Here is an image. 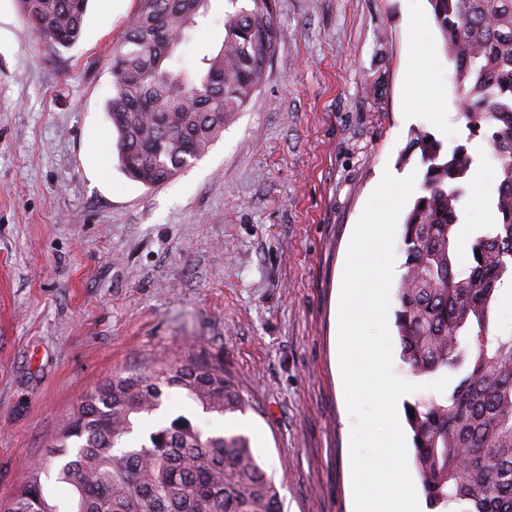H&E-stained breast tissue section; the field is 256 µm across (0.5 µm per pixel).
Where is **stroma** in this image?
Returning a JSON list of instances; mask_svg holds the SVG:
<instances>
[{"instance_id":"35a3bbf8","label":"stroma","mask_w":512,"mask_h":512,"mask_svg":"<svg viewBox=\"0 0 512 512\" xmlns=\"http://www.w3.org/2000/svg\"><path fill=\"white\" fill-rule=\"evenodd\" d=\"M137 0H90L71 48L0 0V504L81 396L190 353L239 380L246 414L171 392L185 416L249 436L284 512H354L338 314L349 243L383 174H422L417 130L477 156L458 236L495 223L492 148L469 137L428 0H277L266 79L209 151L146 187L119 168L112 48ZM210 0L183 67L222 40ZM421 67L428 80L409 83Z\"/></svg>"}]
</instances>
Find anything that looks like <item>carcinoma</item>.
<instances>
[{"label":"carcinoma","mask_w":512,"mask_h":512,"mask_svg":"<svg viewBox=\"0 0 512 512\" xmlns=\"http://www.w3.org/2000/svg\"><path fill=\"white\" fill-rule=\"evenodd\" d=\"M51 48L81 37L88 0H17ZM208 0H138L113 51L107 112L118 162L154 187L199 160L261 85L277 44L276 0H225L223 40L193 75L177 54ZM454 65L457 106L470 136L486 138L500 171L498 222L459 261L455 226L475 162L426 131L412 149L426 166L403 224L406 273L397 299L402 359L416 376L454 375L443 397H423L407 418L415 466L438 512H512V332L498 333L492 303L512 278V0H429ZM178 389L208 414H244L250 403L218 363L188 354L117 373L80 399L38 465L0 512H283L274 478L238 432L203 436L179 416L125 446L141 418ZM55 470L70 498L45 480Z\"/></svg>","instance_id":"carcinoma-1"}]
</instances>
